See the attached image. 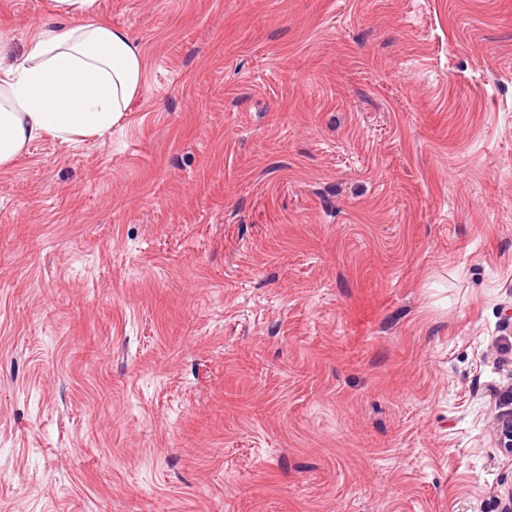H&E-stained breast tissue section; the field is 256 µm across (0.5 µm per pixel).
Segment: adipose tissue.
Returning a JSON list of instances; mask_svg holds the SVG:
<instances>
[{"label": "adipose tissue", "instance_id": "adipose-tissue-1", "mask_svg": "<svg viewBox=\"0 0 512 512\" xmlns=\"http://www.w3.org/2000/svg\"><path fill=\"white\" fill-rule=\"evenodd\" d=\"M96 0H55L21 61L0 70V170L50 134L61 142L104 135L144 78L139 47L99 21Z\"/></svg>", "mask_w": 512, "mask_h": 512}]
</instances>
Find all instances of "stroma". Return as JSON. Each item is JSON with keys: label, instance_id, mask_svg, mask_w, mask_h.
I'll return each mask as SVG.
<instances>
[{"label": "stroma", "instance_id": "stroma-1", "mask_svg": "<svg viewBox=\"0 0 512 512\" xmlns=\"http://www.w3.org/2000/svg\"><path fill=\"white\" fill-rule=\"evenodd\" d=\"M97 2L140 91L0 171V512H500L512 0Z\"/></svg>", "mask_w": 512, "mask_h": 512}]
</instances>
